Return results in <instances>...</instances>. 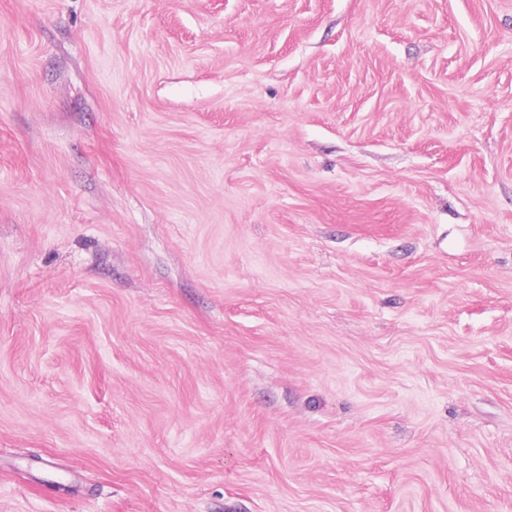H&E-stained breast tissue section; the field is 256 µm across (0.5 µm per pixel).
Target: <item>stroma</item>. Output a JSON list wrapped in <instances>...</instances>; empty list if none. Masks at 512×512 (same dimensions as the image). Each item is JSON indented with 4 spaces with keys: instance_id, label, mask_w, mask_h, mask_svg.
<instances>
[{
    "instance_id": "1",
    "label": "stroma",
    "mask_w": 512,
    "mask_h": 512,
    "mask_svg": "<svg viewBox=\"0 0 512 512\" xmlns=\"http://www.w3.org/2000/svg\"><path fill=\"white\" fill-rule=\"evenodd\" d=\"M0 512H512V0H0Z\"/></svg>"
}]
</instances>
